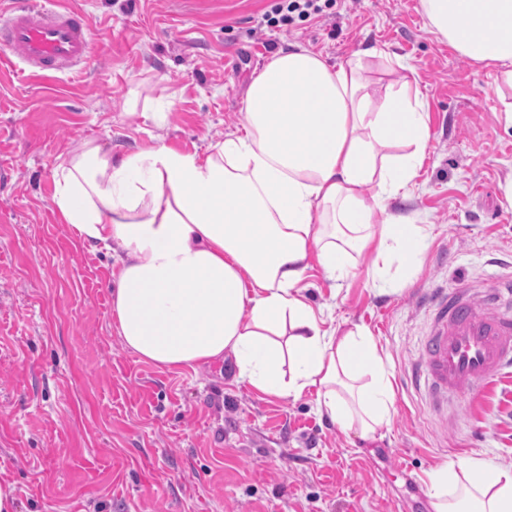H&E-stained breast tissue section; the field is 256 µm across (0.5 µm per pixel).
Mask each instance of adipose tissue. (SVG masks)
Segmentation results:
<instances>
[{
	"label": "adipose tissue",
	"instance_id": "1",
	"mask_svg": "<svg viewBox=\"0 0 512 512\" xmlns=\"http://www.w3.org/2000/svg\"><path fill=\"white\" fill-rule=\"evenodd\" d=\"M426 30L502 68L512 87V0H421ZM375 48L329 64L295 44L253 77L240 128L206 154L159 143L113 158L98 140L54 171L53 203L81 243L115 258L112 325L139 361L180 372L232 355L235 379L272 397L317 394L320 415L372 439L393 406L374 337L333 326L301 283L355 275L378 241L384 275L421 230L385 216L429 148L418 85L369 73ZM432 512H512V464L480 458L428 476Z\"/></svg>",
	"mask_w": 512,
	"mask_h": 512
}]
</instances>
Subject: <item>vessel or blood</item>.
<instances>
[{
  "label": "vessel or blood",
  "instance_id": "vessel-or-blood-1",
  "mask_svg": "<svg viewBox=\"0 0 512 512\" xmlns=\"http://www.w3.org/2000/svg\"><path fill=\"white\" fill-rule=\"evenodd\" d=\"M92 16L60 8L58 0H11L0 8V66L18 62L31 71L66 73L92 56ZM433 327L414 372L433 399L474 394L512 364V315L482 307L464 288L429 294Z\"/></svg>",
  "mask_w": 512,
  "mask_h": 512
}]
</instances>
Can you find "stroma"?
<instances>
[{
  "mask_svg": "<svg viewBox=\"0 0 512 512\" xmlns=\"http://www.w3.org/2000/svg\"><path fill=\"white\" fill-rule=\"evenodd\" d=\"M92 15L93 55L50 78L0 69V482L17 512H430L431 469L468 457L512 464V367L478 399L431 410L412 376L435 287L477 293L512 278V130L498 121L497 68L424 29L420 0H336L281 33L270 0H64ZM301 43L329 63L377 48L414 68L431 133L409 199L390 213L423 225L417 261L385 280L373 250L355 277L313 267V305L362 325L391 374L388 424L364 441L321 418L314 395L269 397L236 382L232 359L168 372L123 348L110 326L111 270L60 224L59 154L88 138L113 157L152 145L204 152L242 121L251 79ZM158 112L162 125L143 118Z\"/></svg>",
  "mask_w": 512,
  "mask_h": 512,
  "instance_id": "obj_1",
  "label": "stroma"
}]
</instances>
